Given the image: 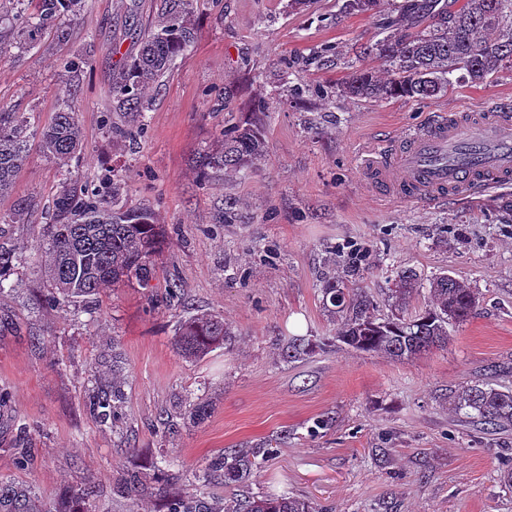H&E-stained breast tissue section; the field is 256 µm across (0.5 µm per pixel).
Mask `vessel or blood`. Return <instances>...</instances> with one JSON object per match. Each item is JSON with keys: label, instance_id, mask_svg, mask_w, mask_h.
Instances as JSON below:
<instances>
[{"label": "vessel or blood", "instance_id": "b4317fda", "mask_svg": "<svg viewBox=\"0 0 512 512\" xmlns=\"http://www.w3.org/2000/svg\"><path fill=\"white\" fill-rule=\"evenodd\" d=\"M363 178L403 202L442 203L512 182V106L433 120L373 147L360 163Z\"/></svg>", "mask_w": 512, "mask_h": 512}]
</instances>
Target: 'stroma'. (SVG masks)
<instances>
[{
    "label": "stroma",
    "mask_w": 512,
    "mask_h": 512,
    "mask_svg": "<svg viewBox=\"0 0 512 512\" xmlns=\"http://www.w3.org/2000/svg\"><path fill=\"white\" fill-rule=\"evenodd\" d=\"M160 0H83L59 46L54 27L20 39L13 17L33 12L0 0V105L24 113L32 135L26 165L0 194V217L20 216L4 242L22 250L0 293V390L14 421L0 424V476L33 485L48 500L94 485L93 512H158L113 495L126 471L167 474L202 467L219 451L271 442L274 452L247 482L207 489L210 500L288 493L321 512H512L501 475L512 428L488 432L448 404V392L482 378L512 389V186L444 204L397 202L367 183L357 159L367 147L433 116L479 112L512 101V73L492 83L458 82L443 97L370 103L324 100L375 40L386 0L349 14L344 0H194L197 37L148 91L147 132L116 143L104 125L112 84L138 53ZM79 53L87 67L66 72ZM288 71L294 96L277 98ZM266 96L268 153L253 171L200 181L198 153L225 123ZM82 129L80 158H46L41 132L63 106ZM126 182L129 205L150 207L170 240L153 290L104 291L89 314L47 307L39 251L43 213L62 187L92 185L108 170ZM235 223L218 221L226 197ZM357 267V284L387 316V280L405 268L448 273L475 290L474 318L449 326L446 347L411 360L337 343L323 306L324 278ZM192 311L223 317L232 334L200 359L175 347L178 318L162 304L169 280ZM303 336L315 351L286 362ZM120 372L121 415L103 425L87 411L94 383ZM206 402L201 422L185 396ZM26 430L36 467L16 468L8 447Z\"/></svg>",
    "instance_id": "35a3bbf8"
}]
</instances>
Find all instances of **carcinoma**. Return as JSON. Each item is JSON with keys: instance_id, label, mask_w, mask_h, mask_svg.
I'll return each mask as SVG.
<instances>
[{"instance_id": "cac0c4a2", "label": "carcinoma", "mask_w": 512, "mask_h": 512, "mask_svg": "<svg viewBox=\"0 0 512 512\" xmlns=\"http://www.w3.org/2000/svg\"><path fill=\"white\" fill-rule=\"evenodd\" d=\"M35 14L16 15L15 27L32 40L62 15L74 13L80 0H38ZM379 0H346L345 12L365 14ZM193 0H161L158 19L141 41L136 57L126 65L112 86V110L134 117V124L112 125V138L134 142L146 130L145 90L184 55L196 38L192 20ZM394 14L381 23L380 38L363 49L387 66L379 75L369 68L354 67L337 85L336 96L369 102L406 98L426 100L448 94L454 80L482 84L503 67L512 69V0H465L458 9L440 0H397ZM265 98L254 99L250 111L224 127L215 147L199 153L198 177L206 181L214 173H245L266 156L262 115ZM30 136L28 121L18 112L0 107V192L7 189L26 160ZM81 147V131L70 107L57 113L43 135V151L49 158L68 162ZM165 225L156 221L147 207H131L123 201L121 176L103 178V185L79 191L65 190L53 201L45 265L52 292L49 304L93 299L105 289L123 284L150 288L157 258L167 245ZM17 248L0 246V273L21 258ZM429 289L430 302L414 315L410 302L419 288ZM323 305L341 319L337 338L364 352H381L394 359H411L448 344V325L462 324L475 314L479 297L473 290L446 274L421 282L414 269L396 273L389 289L394 313L375 314L369 298L349 279L327 278L321 288ZM230 335L224 320L208 313H193L178 321L175 346L188 359H200L224 344ZM311 350L304 338L288 342L284 359H299ZM124 391L119 382L100 386L89 397L88 409L101 423L121 410ZM454 410L486 424L512 423V391L499 390L482 380L452 392ZM12 454L21 469L33 464L25 429L16 436ZM270 449L257 444L248 449L227 448L211 458L206 471L169 494L161 512H315L313 503L288 496H234L216 509L208 502L204 487L219 473L226 483H243L253 476ZM151 478L131 472L118 483L117 492L128 497L150 489ZM93 497L90 487L74 490L56 500L55 510L46 508L30 485L0 480V512H91L72 508Z\"/></svg>"}]
</instances>
